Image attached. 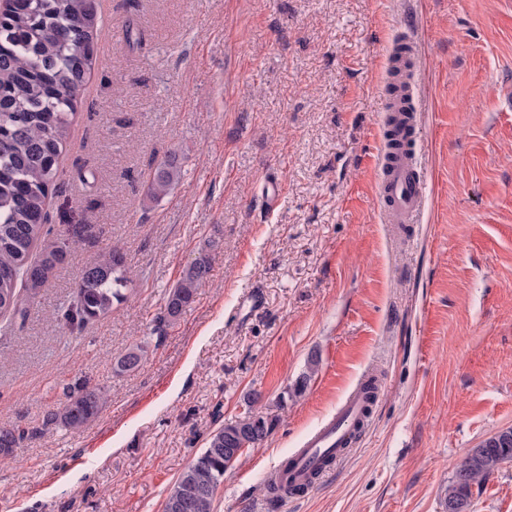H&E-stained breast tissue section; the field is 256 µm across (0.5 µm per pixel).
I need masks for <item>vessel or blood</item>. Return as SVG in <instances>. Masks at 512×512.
Instances as JSON below:
<instances>
[{"label": "vessel or blood", "mask_w": 512, "mask_h": 512, "mask_svg": "<svg viewBox=\"0 0 512 512\" xmlns=\"http://www.w3.org/2000/svg\"><path fill=\"white\" fill-rule=\"evenodd\" d=\"M421 163L415 153L391 150L381 162L379 195L384 216L391 224H412L425 202V186L420 176ZM373 403L360 388H353L342 400L335 414L312 431L301 448L288 457L290 471L282 483H302L331 454H342L358 426L367 424Z\"/></svg>", "instance_id": "1"}]
</instances>
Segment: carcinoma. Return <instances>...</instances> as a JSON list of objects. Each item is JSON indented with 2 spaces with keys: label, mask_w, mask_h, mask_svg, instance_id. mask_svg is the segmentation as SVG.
<instances>
[{
  "label": "carcinoma",
  "mask_w": 512,
  "mask_h": 512,
  "mask_svg": "<svg viewBox=\"0 0 512 512\" xmlns=\"http://www.w3.org/2000/svg\"><path fill=\"white\" fill-rule=\"evenodd\" d=\"M98 27L96 0H16L0 18V315L24 314L58 265L75 258L72 244L47 240V201L52 195L63 148L76 114L79 92L91 72ZM182 177L178 157L157 168L147 189L166 196ZM209 241L182 271L157 317L161 334L175 324L207 281ZM40 254H34L36 248ZM131 281L125 255L114 248L82 268L73 303L63 319L72 328L112 312L125 301ZM147 345L135 344L117 358L119 373L139 368ZM106 390L84 384L65 393L47 420L80 429L93 424L106 403ZM272 419L248 408L238 420L210 434L206 447L171 487L163 512H213L216 490L230 468L241 438L261 447L274 429ZM24 432L0 427V458L13 456ZM512 462V429L500 431L464 451L445 503L448 512H471L474 489L501 465Z\"/></svg>",
  "instance_id": "1"
}]
</instances>
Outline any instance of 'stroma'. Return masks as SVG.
<instances>
[{
	"instance_id": "stroma-1",
	"label": "stroma",
	"mask_w": 512,
	"mask_h": 512,
	"mask_svg": "<svg viewBox=\"0 0 512 512\" xmlns=\"http://www.w3.org/2000/svg\"><path fill=\"white\" fill-rule=\"evenodd\" d=\"M102 34L47 223L74 243L27 313L0 318V512H162L211 432L275 419L224 474L214 512H268L265 476L369 370L360 441L277 512H446L465 449L512 427V0H97ZM412 51L428 190L386 223L377 190L390 57ZM182 178L147 185L169 154ZM281 179L274 211L263 184ZM120 246L129 299L73 331L82 266ZM210 272L164 336L201 247ZM138 370L114 372L137 343ZM316 364L305 392L296 379ZM106 388L89 427L45 424ZM512 512V463L475 498ZM208 247H202L198 255L182 271V275L172 288L166 298L164 310L157 317L155 330L161 336L164 330L174 325L194 302L199 288H202L207 281L210 264L206 253Z\"/></svg>"
}]
</instances>
